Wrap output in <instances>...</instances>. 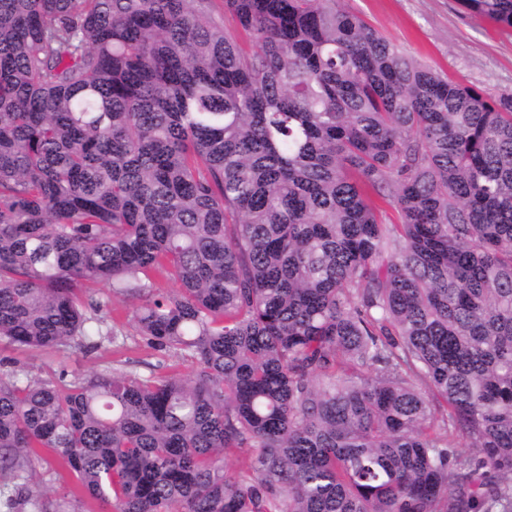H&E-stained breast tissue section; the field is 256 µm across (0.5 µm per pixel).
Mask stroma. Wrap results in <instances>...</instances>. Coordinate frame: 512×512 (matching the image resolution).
Listing matches in <instances>:
<instances>
[{"label":"stroma","instance_id":"stroma-1","mask_svg":"<svg viewBox=\"0 0 512 512\" xmlns=\"http://www.w3.org/2000/svg\"><path fill=\"white\" fill-rule=\"evenodd\" d=\"M349 12L378 30L418 61L464 86L497 99L512 96V28L466 10L460 0H340ZM103 302V328L109 333L98 349L45 353L12 350L0 345L1 357H14L29 377L45 379L67 370L90 374L103 365L128 374L149 375L155 364L164 372L190 374L181 356H158L138 334L132 317L134 300L113 294L105 284L93 285Z\"/></svg>","mask_w":512,"mask_h":512}]
</instances>
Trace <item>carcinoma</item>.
Here are the masks:
<instances>
[{"label": "carcinoma", "instance_id": "carcinoma-1", "mask_svg": "<svg viewBox=\"0 0 512 512\" xmlns=\"http://www.w3.org/2000/svg\"><path fill=\"white\" fill-rule=\"evenodd\" d=\"M100 283L191 374L1 358L5 512H512V96L340 0H0V342ZM45 462L39 467L36 479L43 480L47 487L53 490V495L62 496L75 489L76 480L67 470L62 469L50 455H45Z\"/></svg>", "mask_w": 512, "mask_h": 512}]
</instances>
